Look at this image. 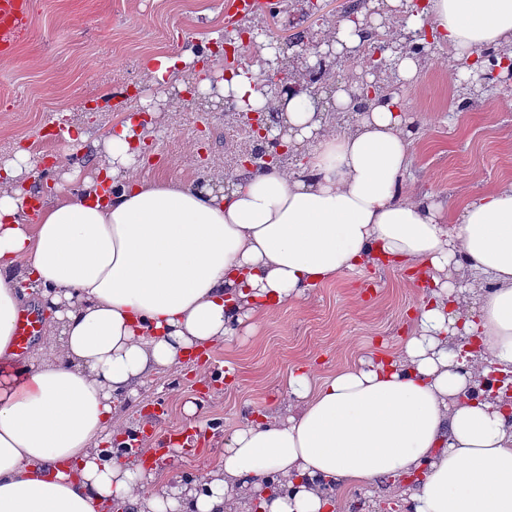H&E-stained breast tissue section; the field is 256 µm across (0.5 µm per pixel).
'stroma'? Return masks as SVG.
Here are the masks:
<instances>
[{"instance_id":"obj_1","label":"stroma","mask_w":512,"mask_h":512,"mask_svg":"<svg viewBox=\"0 0 512 512\" xmlns=\"http://www.w3.org/2000/svg\"><path fill=\"white\" fill-rule=\"evenodd\" d=\"M303 0H271L251 19L254 40L267 26L292 27L318 40L335 12L290 25ZM32 24L10 57H0V157L36 152L54 124L82 126L83 147L69 139L48 143L43 166L88 175L93 144L106 138L141 101L174 87L179 68L151 86L143 74L154 57L178 56L194 46L203 65L229 29L222 0H32ZM419 80L388 81L404 108L422 123L411 147L408 185L435 194L447 210L467 198L512 183V77L499 73L485 86L452 83L453 54L425 46ZM223 100L197 96L181 112L162 115L141 160L144 177L187 181L210 170L233 171L246 135ZM422 275L398 265L349 272L299 301L257 316L251 328L198 359L151 376L120 409L131 425L156 435L188 429L200 453L174 468L153 466L157 484L187 481L215 465L233 431L260 413L276 411L293 369L322 381L359 359L395 351L411 336ZM200 400L192 418L183 402ZM398 479L385 477L339 496L338 512H387L400 507Z\"/></svg>"}]
</instances>
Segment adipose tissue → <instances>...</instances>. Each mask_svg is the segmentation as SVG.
<instances>
[{
    "mask_svg": "<svg viewBox=\"0 0 512 512\" xmlns=\"http://www.w3.org/2000/svg\"><path fill=\"white\" fill-rule=\"evenodd\" d=\"M368 21L436 32L481 71L484 48L512 47V0H369ZM272 66L263 56L219 86L196 81L277 111L304 156L294 166L242 169L225 187L148 179L139 146L154 128L129 118L91 174L61 175L52 195L30 153L0 160V512H240L245 499L335 512L336 492L387 476L408 477V512H512V410L488 386L512 372V184L448 217L436 196L402 190L414 132L399 98L337 91L330 109L358 117L335 133L302 84L266 95ZM381 256L432 274L395 353L316 388L293 370L282 411L236 430L199 479L157 487L103 453L130 428L119 402L136 384ZM467 275L485 281L477 296L456 284ZM32 306L42 340L20 359ZM472 336L479 350L459 358Z\"/></svg>",
    "mask_w": 512,
    "mask_h": 512,
    "instance_id": "adipose-tissue-1",
    "label": "adipose tissue"
}]
</instances>
